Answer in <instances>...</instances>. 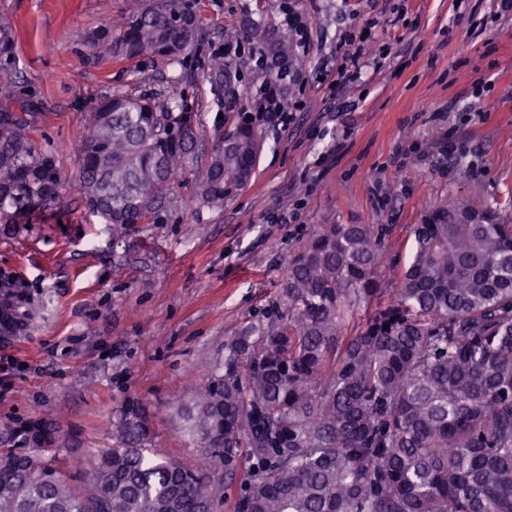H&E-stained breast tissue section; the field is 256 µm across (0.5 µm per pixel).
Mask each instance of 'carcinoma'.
<instances>
[{
	"label": "carcinoma",
	"mask_w": 512,
	"mask_h": 512,
	"mask_svg": "<svg viewBox=\"0 0 512 512\" xmlns=\"http://www.w3.org/2000/svg\"><path fill=\"white\" fill-rule=\"evenodd\" d=\"M93 56L157 58L173 68L201 50L194 0H132ZM251 38L287 57L288 36ZM229 63L214 55L209 76ZM36 116L0 110V224L61 207L54 159L37 152ZM197 113L157 94L92 106L79 154L85 209L124 234L149 224L195 155ZM262 141L253 117L229 116L197 185L202 203L248 184ZM383 224H323L288 261V317L255 321L224 343L186 434L224 476L157 455L150 415L129 400L112 446L73 478L71 452L36 418L0 433V512H512V224L471 206L440 207L411 227L401 287H381Z\"/></svg>",
	"instance_id": "1"
}]
</instances>
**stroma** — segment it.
Segmentation results:
<instances>
[{"mask_svg": "<svg viewBox=\"0 0 512 512\" xmlns=\"http://www.w3.org/2000/svg\"><path fill=\"white\" fill-rule=\"evenodd\" d=\"M204 42L182 73L150 59L92 57L88 34L122 23L128 0H0L13 32L0 73L37 115L33 139L64 180L57 214L0 224V297L19 296L23 331L0 329V428L41 417L84 455L112 444L111 422L136 399L155 445L202 463L180 411L195 400L224 342L281 302L289 259L324 224H385L382 287H398L410 227L461 204L512 223V16L493 0H196ZM295 9L310 53L291 57L300 83L283 93L287 125L259 121L263 149L245 190L203 205L197 183L230 112L255 109L269 77L249 35L280 29ZM371 27L391 55L361 84L334 89L336 44ZM225 50L231 79L215 85L209 56ZM187 100L198 154L157 222L123 236L84 208L77 149L92 102L116 92ZM427 111H419V104ZM482 105L484 116L464 110Z\"/></svg>", "mask_w": 512, "mask_h": 512, "instance_id": "35a3bbf8", "label": "stroma"}]
</instances>
